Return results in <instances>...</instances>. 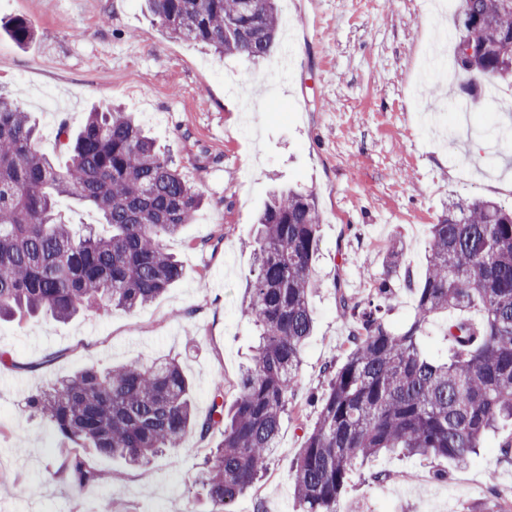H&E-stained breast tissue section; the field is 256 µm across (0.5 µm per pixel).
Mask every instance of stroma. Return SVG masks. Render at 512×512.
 Wrapping results in <instances>:
<instances>
[{
	"instance_id": "35a3bbf8",
	"label": "stroma",
	"mask_w": 512,
	"mask_h": 512,
	"mask_svg": "<svg viewBox=\"0 0 512 512\" xmlns=\"http://www.w3.org/2000/svg\"><path fill=\"white\" fill-rule=\"evenodd\" d=\"M440 0H279L278 47L262 63L216 56L169 37L145 0H0V21L24 19L35 37L18 47L0 32V86L17 95L41 150L60 155L58 128H79L95 107L135 113L160 150L204 196L167 247L183 276L135 312L110 306L66 322H0V512H209L197 479L222 439L188 436L145 468L93 457L100 480L77 492L55 475L59 437L26 399L85 367L176 360L193 385L197 417L216 383L233 404L255 330L241 314L253 274L247 246L271 191L312 192L323 223L310 295L316 325L264 477L233 512H297L290 483L327 379L348 334L337 291L362 296L374 278L421 271L430 227L449 200L486 197L490 179L512 181V82L483 79L463 112L447 106L466 75L434 31L454 32ZM487 132L476 164L469 144ZM401 241V267L385 249ZM507 432L485 437L463 467L401 453L368 461L351 478L354 512H498L512 487ZM385 474L384 484L372 476Z\"/></svg>"
}]
</instances>
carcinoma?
I'll list each match as a JSON object with an SVG mask.
<instances>
[{
  "label": "carcinoma",
  "instance_id": "carcinoma-1",
  "mask_svg": "<svg viewBox=\"0 0 512 512\" xmlns=\"http://www.w3.org/2000/svg\"><path fill=\"white\" fill-rule=\"evenodd\" d=\"M147 2L170 37L219 55L260 62L277 49L276 0ZM0 27L21 46L34 39L22 19ZM457 27L455 46L478 48L459 69L512 77V0H461ZM58 139L63 169L39 149L30 114L0 92V321L67 320L103 302L133 312L182 277L166 240L193 221L202 196L174 160L120 108H94L76 134L62 124ZM62 197L100 213L109 231L74 232L57 211ZM321 224L307 191L275 193L258 215L248 243L256 274L242 309L257 342L229 409L218 384L209 414L197 419L192 387L167 358L86 368L32 394V415L82 442L83 452L60 454L55 473L82 493L100 479L92 455L143 467L188 434L204 439L219 426L223 438L200 483L212 512H230L265 470L298 382L314 327ZM402 288L415 301L402 331L385 321L396 297L389 276L364 297L338 296L352 330L343 364L324 368L328 388L291 471L300 512H349L352 473L371 459L401 451L461 467L487 434L512 424V209L490 199L449 201L431 225L424 274H405ZM474 303L479 321L454 316ZM440 315L448 316L450 348L434 357L423 340Z\"/></svg>",
  "mask_w": 512,
  "mask_h": 512
}]
</instances>
